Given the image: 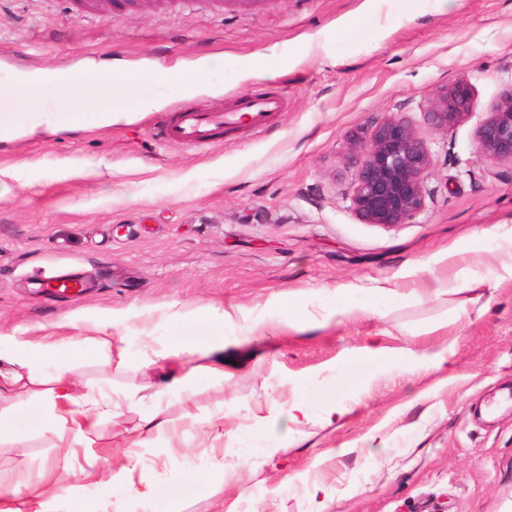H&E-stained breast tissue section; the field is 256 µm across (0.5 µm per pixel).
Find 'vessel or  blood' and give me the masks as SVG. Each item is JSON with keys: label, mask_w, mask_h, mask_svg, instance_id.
<instances>
[{"label": "vessel or blood", "mask_w": 512, "mask_h": 512, "mask_svg": "<svg viewBox=\"0 0 512 512\" xmlns=\"http://www.w3.org/2000/svg\"><path fill=\"white\" fill-rule=\"evenodd\" d=\"M285 99L279 94H247L231 108L202 109L190 104L173 112L155 132L158 139L178 141L190 146L206 147L221 139L225 127L249 122L262 129L275 113L284 111Z\"/></svg>", "instance_id": "obj_1"}]
</instances>
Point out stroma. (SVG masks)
<instances>
[{
    "label": "stroma",
    "mask_w": 512,
    "mask_h": 512,
    "mask_svg": "<svg viewBox=\"0 0 512 512\" xmlns=\"http://www.w3.org/2000/svg\"><path fill=\"white\" fill-rule=\"evenodd\" d=\"M0 0L5 71H110L175 68L199 87L176 86L149 112L79 128L50 127L44 114L18 113L13 138L0 140V334L69 336L63 371L84 391L118 402L74 454L26 395L14 397L13 429L25 447L0 443V478L38 477L51 466L79 467L120 451L127 430L160 411L170 433L145 441L140 469L159 491L147 500L88 485L97 512H163L165 497L186 512H212L198 492L201 474L224 459V512H312L313 483L330 488L328 512H512V401L495 417L483 408L512 389V256L495 237L512 229V163L479 157L476 131L512 88V0ZM255 53L288 57L287 70L245 76ZM223 56V73L202 59ZM466 82L469 114L453 128H430L439 90ZM256 91L285 93L283 112L262 133L225 130L203 148L163 143L153 127L184 102L230 104ZM404 113L427 135L434 167L425 209L405 224L359 221L349 187L355 168L345 149L374 119ZM433 255L432 273L414 261ZM71 275L79 299L50 294L51 278ZM475 291H449L454 279ZM409 299L370 317L304 334L266 330V300L301 293L304 313L321 318L348 289L356 307L370 287ZM229 305L246 318L224 326L223 378L153 399L167 367L144 368L152 346L173 337L195 306ZM118 314L123 359H85L88 323ZM451 316L448 327L429 331ZM447 348L448 372L409 364L360 365L364 348ZM311 379L315 398L299 442L285 414ZM347 409L321 426L323 393ZM224 415V437L203 421Z\"/></svg>",
    "instance_id": "1"
}]
</instances>
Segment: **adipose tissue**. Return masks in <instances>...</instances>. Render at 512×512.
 <instances>
[{
  "instance_id": "ef3b65f1",
  "label": "adipose tissue",
  "mask_w": 512,
  "mask_h": 512,
  "mask_svg": "<svg viewBox=\"0 0 512 512\" xmlns=\"http://www.w3.org/2000/svg\"><path fill=\"white\" fill-rule=\"evenodd\" d=\"M154 91H146L131 75L120 77L104 75L88 80L71 71H54L32 75H13L0 80V99L13 105V111L46 113L54 107L62 91H69L73 98L68 116L69 126H77L86 112L98 113L102 123H111L113 119L110 103L117 97L135 99L139 109H151L158 105L160 98L157 88L171 85L179 86L184 93L195 90L193 83L185 80L181 71L169 68L158 72L154 79ZM205 324L209 338L194 345L182 339H174L169 348L159 351L161 359H169L178 354L189 355V363L179 364L174 377L165 383L164 389L173 392L194 380L200 372L223 374L224 360L219 353L224 349V319L211 314L204 308H197L181 316L177 325L188 329ZM72 344L64 338L54 336H0V358L14 356L23 352L27 358L42 360H61L70 354ZM365 361L396 366L409 362L419 369H442L448 362L447 349L406 348L404 351H391L381 347L366 349ZM25 362L6 371L0 370V401L10 393H26L39 400L41 407L56 434L72 443L82 442L94 429L99 417L105 413V405L92 397L79 396L74 392L73 382L65 376L44 379L33 372ZM168 429V422L159 413L144 418L137 428L135 436L129 438L127 448L120 453L107 457L105 462L90 460L88 465L70 473L68 486L69 512H90L79 492L84 482L92 479L98 467H106L112 487L123 494H134L144 498L155 497L156 491L150 484H136L135 472L139 466L137 448L142 436L162 434ZM54 493L44 489L41 482L20 477L8 482L0 480V512H18L16 504L25 501L27 512H54L52 507Z\"/></svg>"
}]
</instances>
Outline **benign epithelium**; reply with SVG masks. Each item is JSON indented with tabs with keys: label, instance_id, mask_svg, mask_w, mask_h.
Segmentation results:
<instances>
[{
	"label": "benign epithelium",
	"instance_id": "benign-epithelium-1",
	"mask_svg": "<svg viewBox=\"0 0 512 512\" xmlns=\"http://www.w3.org/2000/svg\"><path fill=\"white\" fill-rule=\"evenodd\" d=\"M471 103L468 84L442 91L428 113L431 128L459 123ZM478 156L512 162V88L495 104L476 132ZM356 158L350 199L364 224H405L426 206V179L433 166L425 134L407 116L393 113L373 122L363 139L347 142Z\"/></svg>",
	"mask_w": 512,
	"mask_h": 512
}]
</instances>
